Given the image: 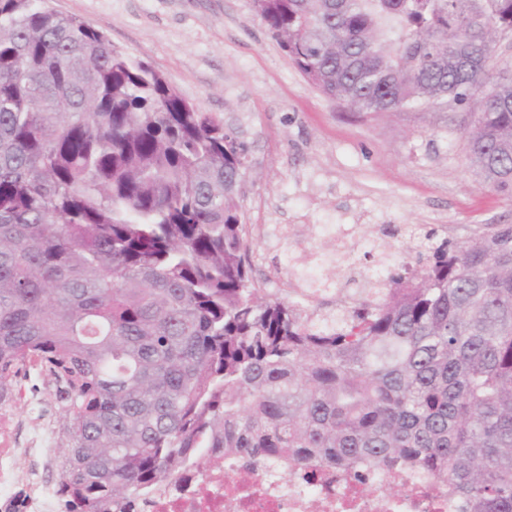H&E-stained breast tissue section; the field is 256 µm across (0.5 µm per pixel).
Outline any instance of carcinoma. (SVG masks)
Returning a JSON list of instances; mask_svg holds the SVG:
<instances>
[{
  "mask_svg": "<svg viewBox=\"0 0 512 512\" xmlns=\"http://www.w3.org/2000/svg\"><path fill=\"white\" fill-rule=\"evenodd\" d=\"M304 78L359 114L454 96L471 165L512 196V0H253ZM465 52L486 63L453 66ZM235 129L41 0H0V397L57 384L66 512H130L217 452L353 478L404 466L512 512V224L427 226L322 311L256 285ZM30 380L27 379L28 377V367L21 372V374L16 378L15 386L12 390V394H18L19 390L22 391L25 395V391L27 387L31 386V384L35 383L39 388L42 395H44L47 399V401L50 404V414H49V422L50 426L55 434L57 435L56 427L58 425V420L61 415L62 411V404L59 402V400L56 397V383L54 379L46 374L42 373V375H39L36 371L30 370ZM58 439V448H56V456H55V462L53 468L50 470L48 476L49 478L56 479L57 482L59 481L60 475L59 471L56 467V458L60 454V441L57 435Z\"/></svg>",
  "mask_w": 512,
  "mask_h": 512,
  "instance_id": "carcinoma-1",
  "label": "carcinoma"
}]
</instances>
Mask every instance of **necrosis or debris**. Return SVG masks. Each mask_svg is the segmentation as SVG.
<instances>
[{"mask_svg":"<svg viewBox=\"0 0 512 512\" xmlns=\"http://www.w3.org/2000/svg\"><path fill=\"white\" fill-rule=\"evenodd\" d=\"M23 419L16 403L0 398V512H15V491L26 492L25 512H57L54 488L41 474L55 442L43 399ZM185 491L158 493L137 512H459L448 489L411 470L387 468L364 481L349 480L326 468L309 476L298 466L279 467L260 475L228 454L221 467L194 469Z\"/></svg>","mask_w":512,"mask_h":512,"instance_id":"1","label":"necrosis or debris"}]
</instances>
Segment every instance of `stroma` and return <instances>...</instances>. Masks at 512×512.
<instances>
[{"label":"stroma","mask_w":512,"mask_h":512,"mask_svg":"<svg viewBox=\"0 0 512 512\" xmlns=\"http://www.w3.org/2000/svg\"><path fill=\"white\" fill-rule=\"evenodd\" d=\"M160 73L186 101L236 128L248 150L239 205L256 275L288 293L319 265L340 288L371 279L357 264L382 225H428L456 242L512 224V200L484 187L469 160V116L447 108L360 115L309 84L252 0H47ZM342 224L345 242L323 238Z\"/></svg>","instance_id":"1"}]
</instances>
